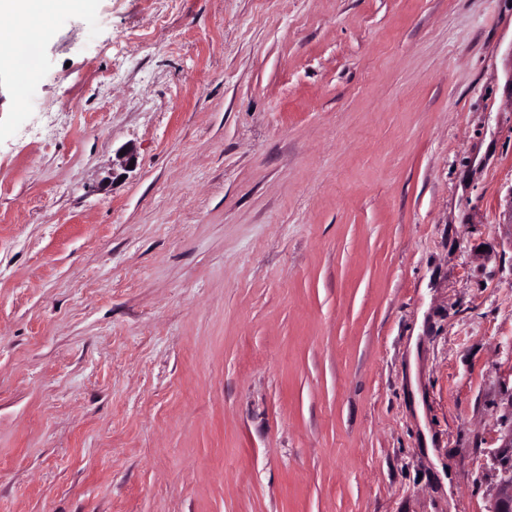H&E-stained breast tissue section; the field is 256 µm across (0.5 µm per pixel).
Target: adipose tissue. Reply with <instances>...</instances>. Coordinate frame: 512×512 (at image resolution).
<instances>
[{"label": "adipose tissue", "mask_w": 512, "mask_h": 512, "mask_svg": "<svg viewBox=\"0 0 512 512\" xmlns=\"http://www.w3.org/2000/svg\"><path fill=\"white\" fill-rule=\"evenodd\" d=\"M81 0H0V48L13 66L35 70L42 32L53 16L74 10Z\"/></svg>", "instance_id": "ef3b65f1"}]
</instances>
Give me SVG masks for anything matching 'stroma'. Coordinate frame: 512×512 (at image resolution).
I'll list each match as a JSON object with an SVG mask.
<instances>
[{
    "instance_id": "obj_1",
    "label": "stroma",
    "mask_w": 512,
    "mask_h": 512,
    "mask_svg": "<svg viewBox=\"0 0 512 512\" xmlns=\"http://www.w3.org/2000/svg\"><path fill=\"white\" fill-rule=\"evenodd\" d=\"M39 46L0 68V512H492L512 0H86Z\"/></svg>"
}]
</instances>
